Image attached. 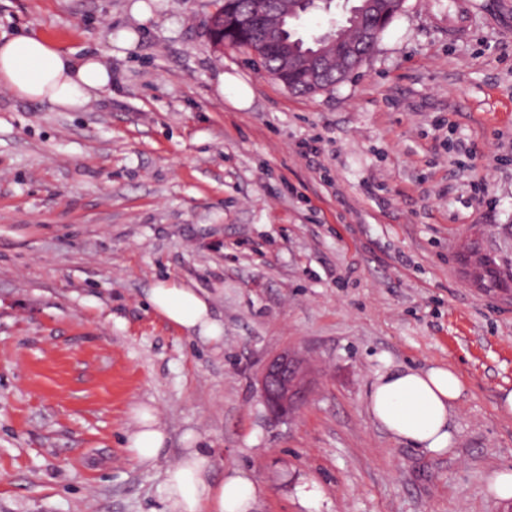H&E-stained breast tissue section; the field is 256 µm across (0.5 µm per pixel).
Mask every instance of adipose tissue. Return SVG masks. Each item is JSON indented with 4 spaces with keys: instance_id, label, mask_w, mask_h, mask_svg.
Listing matches in <instances>:
<instances>
[{
    "instance_id": "1",
    "label": "adipose tissue",
    "mask_w": 512,
    "mask_h": 512,
    "mask_svg": "<svg viewBox=\"0 0 512 512\" xmlns=\"http://www.w3.org/2000/svg\"><path fill=\"white\" fill-rule=\"evenodd\" d=\"M111 85L112 71L98 55L63 52L31 33L0 35V87L19 97L78 111ZM147 300L186 334L214 339L221 332L202 291L160 282L149 289ZM462 391L459 376L448 367L407 368L379 375L366 396V409L392 436L441 452L451 443L450 415ZM165 442L154 409L140 408L138 429L129 439L136 458L153 460ZM211 472L210 455L197 449L171 464L164 481L171 512H251L257 498L252 477L231 469L215 482Z\"/></svg>"
}]
</instances>
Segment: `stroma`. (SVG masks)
I'll list each match as a JSON object with an SVG mask.
<instances>
[{"label":"stroma","mask_w":512,"mask_h":512,"mask_svg":"<svg viewBox=\"0 0 512 512\" xmlns=\"http://www.w3.org/2000/svg\"><path fill=\"white\" fill-rule=\"evenodd\" d=\"M406 0L313 95L206 30L220 0H0V34L100 54L79 112L0 88V512H169L186 449L248 471L253 512H512V0ZM249 91L239 103L240 88ZM202 289L219 339L149 305ZM308 359L272 419L265 359ZM452 367L433 454L369 417L378 375ZM167 439L139 465V405ZM490 492L502 500L512 499V471H494L488 481Z\"/></svg>","instance_id":"stroma-1"}]
</instances>
